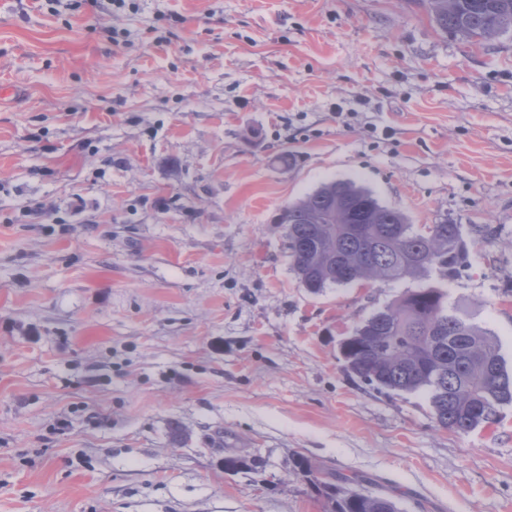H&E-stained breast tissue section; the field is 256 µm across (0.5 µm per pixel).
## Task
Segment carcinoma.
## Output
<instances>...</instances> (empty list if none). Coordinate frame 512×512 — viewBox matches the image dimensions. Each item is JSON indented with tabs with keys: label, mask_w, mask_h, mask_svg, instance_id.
<instances>
[{
	"label": "carcinoma",
	"mask_w": 512,
	"mask_h": 512,
	"mask_svg": "<svg viewBox=\"0 0 512 512\" xmlns=\"http://www.w3.org/2000/svg\"><path fill=\"white\" fill-rule=\"evenodd\" d=\"M444 32L488 44L512 31V0H427ZM288 258L312 293L359 281L415 282L358 322L340 342L347 370L400 395L423 391L436 423L464 435L500 422L512 406V372L497 342L448 305L443 285L469 265L462 225L421 231L352 181L333 180L280 211ZM293 472L310 481L329 512H400L393 495L358 475L333 473L299 456Z\"/></svg>",
	"instance_id": "obj_1"
}]
</instances>
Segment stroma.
Here are the masks:
<instances>
[{
  "label": "stroma",
  "mask_w": 512,
  "mask_h": 512,
  "mask_svg": "<svg viewBox=\"0 0 512 512\" xmlns=\"http://www.w3.org/2000/svg\"><path fill=\"white\" fill-rule=\"evenodd\" d=\"M65 2L0 0V512H325L299 454L405 512H512V407L460 436L351 375L340 339L403 284L309 293L273 222L352 179L462 225L448 302L512 366V32L422 0ZM432 20L444 32L489 44L512 31V0H427Z\"/></svg>",
  "instance_id": "obj_1"
}]
</instances>
